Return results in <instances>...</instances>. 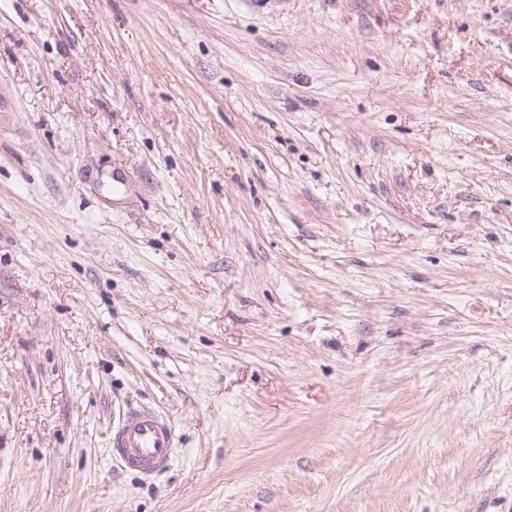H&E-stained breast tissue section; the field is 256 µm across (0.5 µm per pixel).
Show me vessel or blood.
<instances>
[{"instance_id":"b4317fda","label":"vessel or blood","mask_w":512,"mask_h":512,"mask_svg":"<svg viewBox=\"0 0 512 512\" xmlns=\"http://www.w3.org/2000/svg\"><path fill=\"white\" fill-rule=\"evenodd\" d=\"M109 446L112 457L124 468L151 476L164 470L173 457L174 425L153 407L132 406L113 427Z\"/></svg>"}]
</instances>
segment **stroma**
<instances>
[{
    "mask_svg": "<svg viewBox=\"0 0 512 512\" xmlns=\"http://www.w3.org/2000/svg\"><path fill=\"white\" fill-rule=\"evenodd\" d=\"M0 512H512V0H0ZM111 457L144 476L164 470L175 448V429L170 418L152 406L128 407L112 428Z\"/></svg>",
    "mask_w": 512,
    "mask_h": 512,
    "instance_id": "35a3bbf8",
    "label": "stroma"
}]
</instances>
